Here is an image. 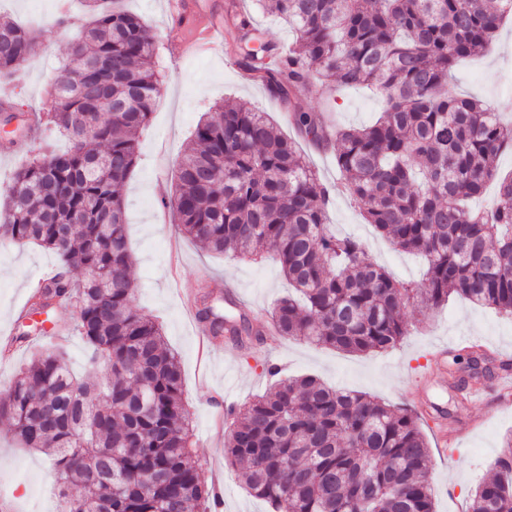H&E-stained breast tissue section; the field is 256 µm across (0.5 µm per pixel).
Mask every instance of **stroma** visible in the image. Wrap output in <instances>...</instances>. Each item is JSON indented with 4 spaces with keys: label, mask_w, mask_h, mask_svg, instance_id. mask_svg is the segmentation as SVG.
I'll use <instances>...</instances> for the list:
<instances>
[{
    "label": "stroma",
    "mask_w": 512,
    "mask_h": 512,
    "mask_svg": "<svg viewBox=\"0 0 512 512\" xmlns=\"http://www.w3.org/2000/svg\"><path fill=\"white\" fill-rule=\"evenodd\" d=\"M172 0H125L126 8L146 19L158 32L154 57L164 73L163 87L151 120L139 134L140 154L119 192L128 214V238L134 254L132 278L137 308L157 317L168 346L177 353L183 398L196 433L193 458L205 482L221 473V512H269L261 499L251 496L224 459V404L235 406L265 393L271 380L263 366L274 362L288 376L312 375L340 391L361 392L385 402L415 406L427 396L452 419L477 417L481 426L466 437L441 441L432 424L421 420L430 452V476L435 489V512H466L474 490L489 479L501 455L504 440L512 435V409L487 414L488 400L460 401L447 379L434 377L426 393L413 385L415 376L430 371L433 347L452 345L455 337L475 336L495 355L512 364V318L494 309L450 298L428 311L411 303L404 309L408 336L396 349L382 354L355 355L282 339L274 347H256L235 358L224 355L216 341L209 358L199 355L197 322L182 310L181 289L204 284L238 291L244 312L268 316L290 291L272 253L252 261L227 252L201 249L177 227L173 208L167 207L175 187L176 163L190 146L201 116L213 105L234 99L267 113L283 136L294 131L283 119L284 107L265 88L243 83L234 58L240 33L224 27L225 52L181 59L176 54L184 32L169 21ZM58 0H0V12L17 23L42 25L44 33L32 62L12 78L0 81L10 90L20 112H39L53 83L56 68L67 58L77 27L59 29L53 21ZM449 96H472L499 108L512 104V20L504 21L490 48L461 63L448 81ZM382 110L381 100L361 88H345L334 95L333 114L344 126L368 125ZM67 149V141L53 126L32 132L28 146L11 154L0 153V193L14 172L39 148ZM299 148L321 181L332 185L330 222L341 236L359 238L369 255L397 280L420 284L424 262L401 252L366 224L359 209L337 188L339 172L333 155L312 145ZM56 255L37 245L0 246V342L17 331L14 311L27 300L30 279L52 273ZM12 512H56L54 478L43 454L17 444L9 426L0 422V498Z\"/></svg>",
    "instance_id": "stroma-1"
}]
</instances>
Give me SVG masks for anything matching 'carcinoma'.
<instances>
[{
    "mask_svg": "<svg viewBox=\"0 0 512 512\" xmlns=\"http://www.w3.org/2000/svg\"><path fill=\"white\" fill-rule=\"evenodd\" d=\"M90 19L56 76L43 116L71 141L35 155L0 198V242L35 243L60 260L33 295L72 308L90 350L80 380L65 353H35L0 396V420L42 452L61 512H209L218 504L192 458L195 444L177 356L134 304L133 256L115 187L132 173L137 134L158 101L157 33L122 0H86ZM288 21V47L261 42L235 15L243 65L287 108L297 135L337 144L336 166L364 220L427 264L423 287L396 280L363 243L330 224L329 191L296 141L262 112L218 105L181 159L171 206L181 231L210 252L255 260L275 252L296 295L270 318L279 335L346 353L395 348L410 300L426 309L451 295L512 316V175L497 158L512 123L473 98L441 93L467 58L485 52L512 0H255ZM40 35L0 16V77L21 71ZM366 86L382 99L372 124L327 125L307 106ZM497 181L487 210L466 202ZM213 336L252 335L217 296L198 311ZM224 457L270 512H435L428 445L417 413L314 376L278 379L227 412ZM467 512H512V437ZM75 487L80 494L73 496Z\"/></svg>",
    "mask_w": 512,
    "mask_h": 512,
    "instance_id": "carcinoma-1",
    "label": "carcinoma"
}]
</instances>
